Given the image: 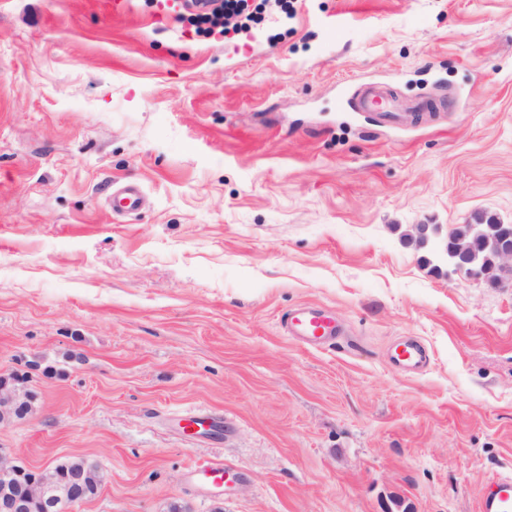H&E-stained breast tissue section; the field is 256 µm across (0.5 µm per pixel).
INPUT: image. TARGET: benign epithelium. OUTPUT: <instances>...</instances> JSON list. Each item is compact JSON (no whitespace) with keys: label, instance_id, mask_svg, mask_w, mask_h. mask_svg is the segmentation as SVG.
Listing matches in <instances>:
<instances>
[{"label":"benign epithelium","instance_id":"1","mask_svg":"<svg viewBox=\"0 0 512 512\" xmlns=\"http://www.w3.org/2000/svg\"><path fill=\"white\" fill-rule=\"evenodd\" d=\"M491 235L474 224L472 237L450 240L448 255L454 271L493 288L504 287V276L512 277V225H498ZM484 240L485 248L496 254L491 263L474 265L473 240ZM32 392L13 378L0 379V420L22 419ZM99 467L90 465L73 469L63 462L43 469H26L0 452V512H55L58 503L69 499L76 504L95 498L103 484Z\"/></svg>","mask_w":512,"mask_h":512}]
</instances>
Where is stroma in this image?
I'll return each instance as SVG.
<instances>
[{
    "mask_svg": "<svg viewBox=\"0 0 512 512\" xmlns=\"http://www.w3.org/2000/svg\"><path fill=\"white\" fill-rule=\"evenodd\" d=\"M98 2L0 0V377L36 394L0 451L95 461L68 512H478L512 475V288L446 245L512 224V0H295L238 34ZM369 84L445 106L388 124L343 102ZM302 304L348 336H284ZM146 196L136 184H128L112 193V213L118 215H136L144 207ZM392 358L398 365L406 368L420 367L427 361L423 345L414 339H407L397 345Z\"/></svg>",
    "mask_w": 512,
    "mask_h": 512,
    "instance_id": "stroma-1",
    "label": "stroma"
}]
</instances>
